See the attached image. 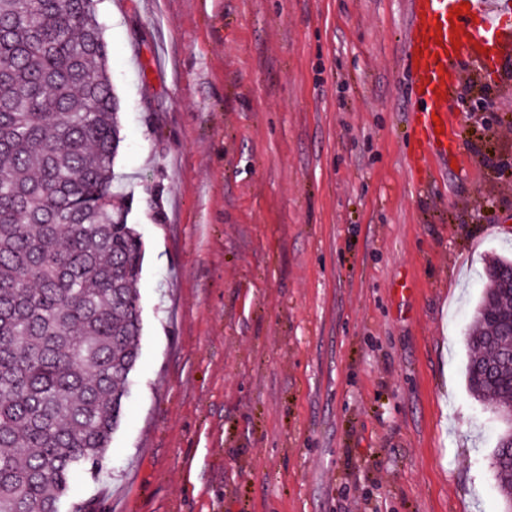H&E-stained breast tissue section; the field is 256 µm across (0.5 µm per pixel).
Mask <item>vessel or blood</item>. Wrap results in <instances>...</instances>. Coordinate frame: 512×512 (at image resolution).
Returning <instances> with one entry per match:
<instances>
[{"label":"vessel or blood","mask_w":512,"mask_h":512,"mask_svg":"<svg viewBox=\"0 0 512 512\" xmlns=\"http://www.w3.org/2000/svg\"><path fill=\"white\" fill-rule=\"evenodd\" d=\"M490 11L489 0H409L413 170L457 149L459 130L448 112L466 64L498 78L512 65V13L494 18Z\"/></svg>","instance_id":"obj_1"}]
</instances>
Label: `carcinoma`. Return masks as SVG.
Masks as SVG:
<instances>
[{"mask_svg":"<svg viewBox=\"0 0 512 512\" xmlns=\"http://www.w3.org/2000/svg\"><path fill=\"white\" fill-rule=\"evenodd\" d=\"M85 0H0V512L103 470L140 351L143 242L113 186L109 49ZM466 382L512 408V258L485 268ZM493 450L512 507V420Z\"/></svg>","mask_w":512,"mask_h":512,"instance_id":"1","label":"carcinoma"}]
</instances>
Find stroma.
<instances>
[{
	"label": "stroma",
	"mask_w": 512,
	"mask_h": 512,
	"mask_svg": "<svg viewBox=\"0 0 512 512\" xmlns=\"http://www.w3.org/2000/svg\"><path fill=\"white\" fill-rule=\"evenodd\" d=\"M142 236L98 512H501L466 339L512 257V77L411 168L407 0H96ZM492 102L474 112L472 101Z\"/></svg>",
	"instance_id": "1"
}]
</instances>
